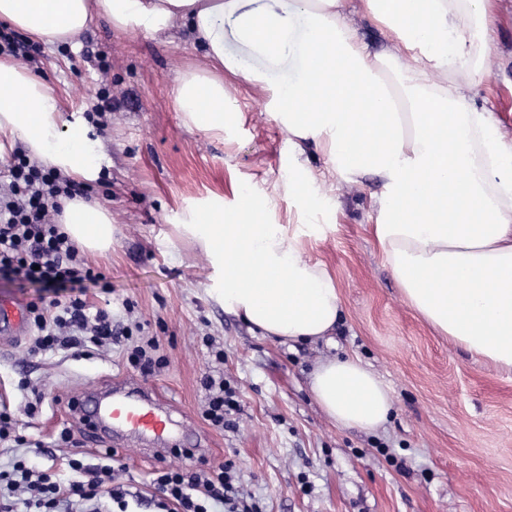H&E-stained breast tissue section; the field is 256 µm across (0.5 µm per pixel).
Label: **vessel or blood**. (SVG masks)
I'll use <instances>...</instances> for the list:
<instances>
[{
  "label": "vessel or blood",
  "mask_w": 512,
  "mask_h": 512,
  "mask_svg": "<svg viewBox=\"0 0 512 512\" xmlns=\"http://www.w3.org/2000/svg\"><path fill=\"white\" fill-rule=\"evenodd\" d=\"M28 331L25 304L0 302V344L13 343ZM75 413L79 422L95 419L104 431L160 441L174 437V422L165 406L147 387L135 381L121 383L100 400L78 399Z\"/></svg>",
  "instance_id": "1"
}]
</instances>
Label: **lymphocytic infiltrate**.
I'll return each mask as SVG.
<instances>
[{
  "label": "lymphocytic infiltrate",
  "mask_w": 512,
  "mask_h": 512,
  "mask_svg": "<svg viewBox=\"0 0 512 512\" xmlns=\"http://www.w3.org/2000/svg\"><path fill=\"white\" fill-rule=\"evenodd\" d=\"M89 196V188L55 168L33 164L22 154L13 155L7 180L0 182V276L46 288L101 281V274L94 272L58 222L60 198ZM27 312L34 330L28 356L58 349L81 356L113 345L125 348L129 365L143 376L154 375L168 364L158 339L146 335L142 324L114 320L107 311L92 310L85 299H42L28 303ZM201 386L206 392L204 419L215 428H223L229 416L240 409L235 389L228 386L220 371L204 374ZM67 465L74 477L65 485L21 460L15 461L11 470H0L1 490L26 494L22 504L0 506V512H18L22 507L29 512H100L107 498L120 512H127L125 492L112 485L120 467L112 450L99 451L93 463L77 451ZM149 483L159 495L157 506L162 512H210L214 502L223 504L224 512H261L255 501L242 494L229 461L202 471L162 469L153 473Z\"/></svg>",
  "instance_id": "lymphocytic-infiltrate-1"
}]
</instances>
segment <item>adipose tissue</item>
<instances>
[{
  "mask_svg": "<svg viewBox=\"0 0 512 512\" xmlns=\"http://www.w3.org/2000/svg\"><path fill=\"white\" fill-rule=\"evenodd\" d=\"M239 0H0V20L42 45H73L93 15L118 30L163 32L182 23L214 74L181 77L177 104L203 131L224 126L228 70L257 71L224 54L234 19L246 49L270 61L294 54L297 74L278 90V117L296 154L328 143L343 184L379 176L374 234L405 301L456 345L512 372V140L492 115L468 104L478 63L493 65L487 0H360L381 23L410 87L424 90L418 111L393 107V93L366 45L344 21L346 0H282L277 11L242 13ZM369 111H356V103ZM23 139L30 156L75 181L99 175L82 123L64 125L52 89L22 64L0 58V150ZM64 230L83 249L112 245V216L97 201L62 199ZM271 201L238 192L231 212H201L189 227L224 294V308L284 342L334 335L341 301L328 270L311 261L304 237L326 227L273 224ZM310 389L337 425L375 431L394 402L359 359L316 365Z\"/></svg>",
  "mask_w": 512,
  "mask_h": 512,
  "instance_id": "adipose-tissue-1",
  "label": "adipose tissue"
}]
</instances>
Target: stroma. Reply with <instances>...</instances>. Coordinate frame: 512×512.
Returning <instances> with one entry per match:
<instances>
[{
  "instance_id": "stroma-1",
  "label": "stroma",
  "mask_w": 512,
  "mask_h": 512,
  "mask_svg": "<svg viewBox=\"0 0 512 512\" xmlns=\"http://www.w3.org/2000/svg\"><path fill=\"white\" fill-rule=\"evenodd\" d=\"M488 33L494 65L472 88L470 103L491 110L512 137V0H493ZM224 51L245 57L262 78L225 72L224 109L233 118L223 131L204 132L186 126L175 102L179 74L209 68L187 28L133 36L96 17L78 51L29 50L28 70L55 89L68 121H84L103 91L112 95L104 124H90L87 133L100 168L93 188L112 212L113 233L109 251L87 255L106 282L88 285L86 299L117 316L123 300L134 302L136 319L159 338L169 360L146 383L184 421L181 442L196 449L188 458H161L126 439L117 451L123 469L115 485L148 497L156 470L230 460L262 512H512V372L441 336L403 300L372 233L382 191L377 177L340 187L335 203L317 214L297 207L289 183L301 165L326 178V150L310 144L294 159L279 121L253 109L270 103L294 75L295 60L246 58L230 21ZM238 187L271 197L273 223L327 225L307 252L327 267L340 292L334 344H283L225 313L223 301L209 293L205 254L176 227L204 210H234ZM206 336L223 348L224 377L241 400L221 430L202 417L200 378L213 367ZM25 347L0 345V409L19 413L30 398L20 379L41 389V409L21 416L18 432L43 447L0 446V467L23 457L52 468L65 484L73 477L66 465L73 449L58 436L71 424L69 400L136 373L118 347L35 358ZM345 355L359 357L392 390V415L377 431L336 426L312 397L316 364Z\"/></svg>"
}]
</instances>
